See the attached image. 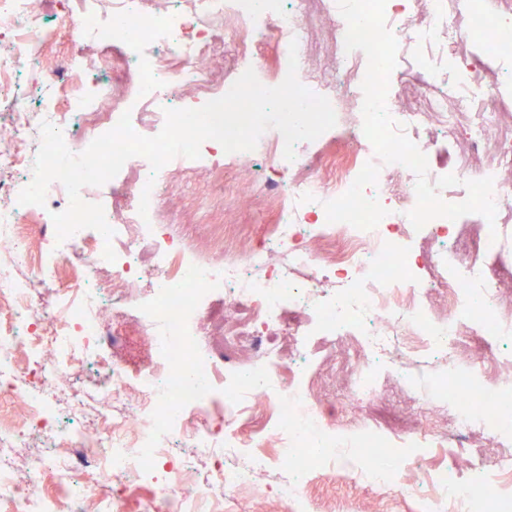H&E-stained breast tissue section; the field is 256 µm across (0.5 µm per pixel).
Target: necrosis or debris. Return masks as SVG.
<instances>
[{"mask_svg": "<svg viewBox=\"0 0 512 512\" xmlns=\"http://www.w3.org/2000/svg\"><path fill=\"white\" fill-rule=\"evenodd\" d=\"M152 2L104 0L101 13L72 19L74 36L120 60H64L68 102L58 107L55 75L41 64L47 31L31 0H0V35L9 38L0 46V82L24 76L42 102L14 108L0 147V409H22L16 422L0 424V506L79 512L88 502L93 512H125L122 496L97 492L100 481L118 477L154 483L142 512H226L261 495L260 476L276 472L279 499L310 512L312 471L387 490L398 474L386 459L474 434L498 449L493 469L474 466L464 481L447 469L423 472L408 488L418 512H512V427L490 411L505 401L499 374L512 368V355L484 352L512 338V314L503 312V284L512 281V118L504 119L508 104L494 92L512 74V0H171L161 12ZM317 17L335 26L331 78L315 65ZM269 38L281 58L274 73L264 58ZM227 39L237 73L254 70L268 87L285 79L296 54L301 84L335 112L354 113L348 157L314 159L299 149L289 161L281 133L266 130L259 180L281 201L275 222L232 251L224 226L214 225L210 255L162 224L159 189L178 170L220 167L246 152L224 155L207 140L199 158L178 156L156 172L130 158L102 202L125 243L115 261L82 229L34 264L31 208L18 195L33 179L41 123L60 128L78 154L132 101L133 131L159 133L166 110L187 107V91L208 102L233 86L203 63ZM395 83L418 87L425 109L392 111ZM432 126L447 141L467 132L468 151L430 150L423 134ZM491 126L496 147L488 152ZM452 180L468 185L482 224L459 222ZM64 265L79 278L61 282ZM219 287L220 317L208 306ZM441 288L444 315L434 306ZM217 321L220 363L200 351ZM125 326L149 345L148 359L134 366L97 348ZM318 330L339 336L349 357L342 393L356 411L352 469L337 468L336 429L294 368ZM22 348L38 356L30 380L16 368ZM438 357L450 361L453 390L441 405L448 427L401 436L374 414L385 378L415 398L410 360ZM80 368L94 370L93 381L69 384ZM61 407L96 414L98 427L60 425ZM36 439L41 448H32ZM270 441L279 448L273 457L263 452ZM48 471L58 475L51 491L41 481Z\"/></svg>", "mask_w": 512, "mask_h": 512, "instance_id": "obj_1", "label": "necrosis or debris"}]
</instances>
